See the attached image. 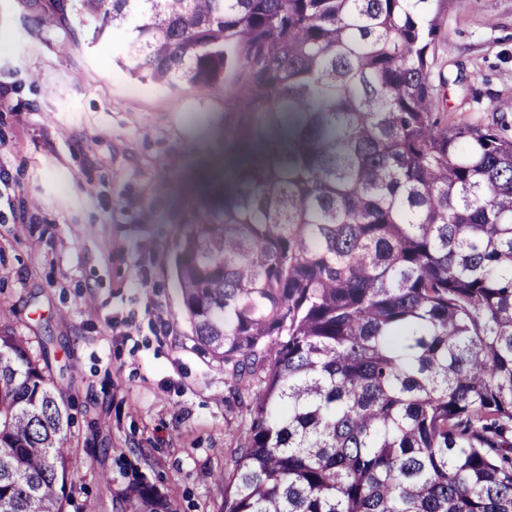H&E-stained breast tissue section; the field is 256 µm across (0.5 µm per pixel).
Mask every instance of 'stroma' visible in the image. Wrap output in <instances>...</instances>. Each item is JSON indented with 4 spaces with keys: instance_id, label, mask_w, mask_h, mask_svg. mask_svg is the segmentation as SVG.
<instances>
[{
    "instance_id": "1",
    "label": "stroma",
    "mask_w": 512,
    "mask_h": 512,
    "mask_svg": "<svg viewBox=\"0 0 512 512\" xmlns=\"http://www.w3.org/2000/svg\"><path fill=\"white\" fill-rule=\"evenodd\" d=\"M0 0V327L27 337L71 405L81 512H129L133 487L220 512L210 480L242 429L223 362L196 340L171 270L182 224L229 174L220 91L141 81L118 42ZM433 78L448 124L512 136V0H455Z\"/></svg>"
}]
</instances>
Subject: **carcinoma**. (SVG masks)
Listing matches in <instances>:
<instances>
[{
    "mask_svg": "<svg viewBox=\"0 0 512 512\" xmlns=\"http://www.w3.org/2000/svg\"><path fill=\"white\" fill-rule=\"evenodd\" d=\"M452 4L50 3L92 43L121 32L157 83L245 74L230 182L173 260L194 336L247 397L221 512H512V137L437 116ZM71 424L1 327L0 512H65Z\"/></svg>",
    "mask_w": 512,
    "mask_h": 512,
    "instance_id": "cac0c4a2",
    "label": "carcinoma"
}]
</instances>
